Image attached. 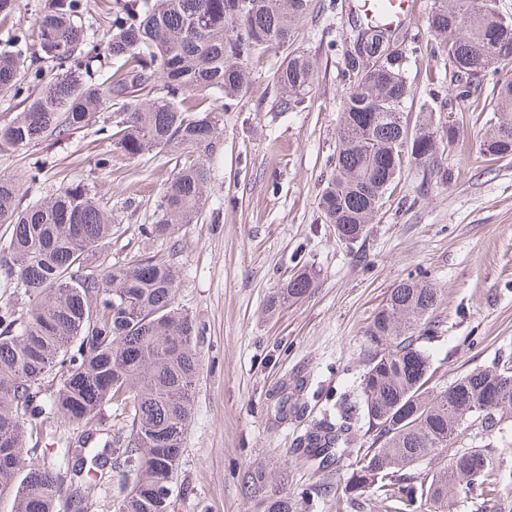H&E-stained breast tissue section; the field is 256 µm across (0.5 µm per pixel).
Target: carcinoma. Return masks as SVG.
Returning <instances> with one entry per match:
<instances>
[{"mask_svg": "<svg viewBox=\"0 0 512 512\" xmlns=\"http://www.w3.org/2000/svg\"><path fill=\"white\" fill-rule=\"evenodd\" d=\"M439 0L428 17L452 66L448 104L476 93L495 63L512 59V19L488 0ZM310 0H114L98 39L82 23L85 0H45L35 26L0 49V88L16 101L0 126V151L66 140L100 121L115 148L131 157L158 150L177 154L178 171L162 191L145 233L170 237L199 220L207 202L209 162L221 132L214 112L193 100L217 95L228 107L240 96L249 63L272 46L295 40ZM367 54L344 53L352 88L343 103L334 173L319 198L325 224L354 241L370 223L403 156L423 167L439 163L431 121L407 136L406 56L386 52L393 32L365 26ZM313 67L292 55L276 74L280 107L298 109ZM497 122L486 133L488 155H512V81L500 85ZM408 145H403L405 138ZM21 182L0 176V226L12 233L0 250V272L27 298L26 314L0 306V495H14V512H80L92 483L118 475L129 491L118 512H171L183 437L191 421L199 366L193 342L200 328L175 305L179 273L154 256L112 266L102 254L112 241V211L81 180L47 201L22 205ZM313 285L302 272L278 289L277 306ZM439 301L426 281L393 288L367 333L362 380L364 411L376 432L346 490L395 487L398 512H423L432 502L467 494L495 471L479 448L450 458L442 471L415 481L406 469L440 457L455 438L479 426L496 429L512 412V367L474 369L445 387H429L430 355L416 330ZM127 414L126 432L99 439L105 408ZM351 416L314 424L299 447L323 462L347 442ZM81 425L83 436L64 448L58 465L29 457L36 441L59 422ZM245 494L262 512H294L273 490L265 470L248 471Z\"/></svg>", "mask_w": 512, "mask_h": 512, "instance_id": "cac0c4a2", "label": "carcinoma"}]
</instances>
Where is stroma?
<instances>
[{
  "instance_id": "1",
  "label": "stroma",
  "mask_w": 512,
  "mask_h": 512,
  "mask_svg": "<svg viewBox=\"0 0 512 512\" xmlns=\"http://www.w3.org/2000/svg\"><path fill=\"white\" fill-rule=\"evenodd\" d=\"M355 0H312L299 35L270 47L249 66L234 109L219 114L220 153L211 160L208 202L197 223L175 239H154L162 188L174 155L125 156L95 127L51 145L0 152V176L24 182L25 199L45 201L64 183L83 180L112 211L107 264L156 256L180 270L178 307L201 329V365L192 397L173 512H260L241 490L243 474L260 467L295 502L296 512H388L381 493L347 495L339 478L358 468L375 434L366 419L352 426L349 445L325 469L297 449L300 436L337 403L361 402L364 334L393 288L414 278L432 283L441 300L421 343L431 356L432 385L444 387L476 368L512 364V156L485 155L480 144L494 117L493 82L469 101L446 105L452 69L436 57L427 19L434 0H418L397 46L409 53V95L403 117L415 127L424 108L457 143L427 169L403 161L363 235L341 240L317 208L334 168L345 97L351 85L344 53L357 20ZM291 54L313 63L302 110L282 112L274 75ZM108 167H98L102 156ZM39 181L27 182L36 159ZM314 286L268 312L271 294L301 270ZM481 448L502 466L448 512L512 490V417L499 430L472 428L450 452Z\"/></svg>"
}]
</instances>
